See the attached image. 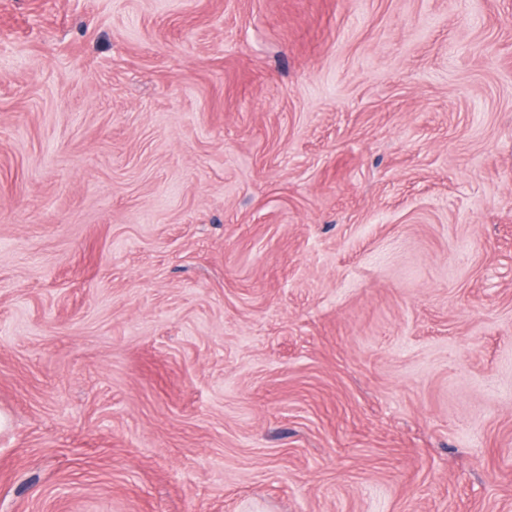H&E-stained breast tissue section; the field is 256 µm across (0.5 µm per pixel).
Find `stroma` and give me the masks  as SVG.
Wrapping results in <instances>:
<instances>
[{
    "mask_svg": "<svg viewBox=\"0 0 512 512\" xmlns=\"http://www.w3.org/2000/svg\"><path fill=\"white\" fill-rule=\"evenodd\" d=\"M0 512H512V0H0Z\"/></svg>",
    "mask_w": 512,
    "mask_h": 512,
    "instance_id": "obj_1",
    "label": "stroma"
}]
</instances>
